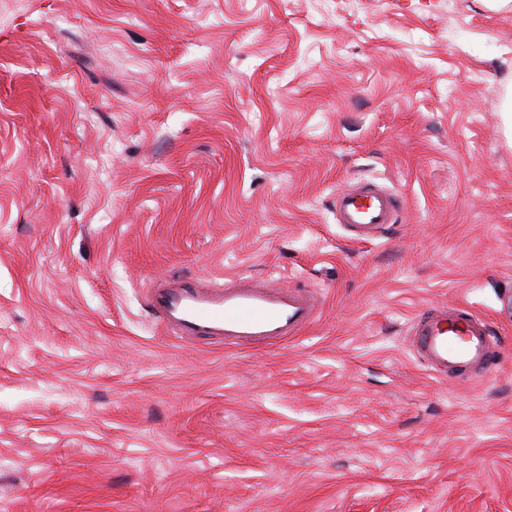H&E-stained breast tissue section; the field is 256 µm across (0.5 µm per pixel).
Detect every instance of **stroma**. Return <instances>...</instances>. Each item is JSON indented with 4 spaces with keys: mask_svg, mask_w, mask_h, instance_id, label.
Wrapping results in <instances>:
<instances>
[{
    "mask_svg": "<svg viewBox=\"0 0 512 512\" xmlns=\"http://www.w3.org/2000/svg\"><path fill=\"white\" fill-rule=\"evenodd\" d=\"M511 91L512 0H0V512H512ZM171 275L321 307L180 341ZM459 302L500 355L441 377ZM398 209V199L379 189L344 190L336 198L339 223L355 229L359 239H370L385 224L394 223ZM494 339L488 320L458 303L433 306L418 315L411 325L409 343L428 371L446 377L486 371L497 355Z\"/></svg>",
    "mask_w": 512,
    "mask_h": 512,
    "instance_id": "1",
    "label": "stroma"
}]
</instances>
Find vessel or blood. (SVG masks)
I'll use <instances>...</instances> for the list:
<instances>
[{
	"instance_id": "1",
	"label": "vessel or blood",
	"mask_w": 512,
	"mask_h": 512,
	"mask_svg": "<svg viewBox=\"0 0 512 512\" xmlns=\"http://www.w3.org/2000/svg\"><path fill=\"white\" fill-rule=\"evenodd\" d=\"M399 209L391 193L360 188L336 198L340 223L361 239L393 223ZM147 303L167 334L186 341L207 339L233 348L280 345L316 320L314 297L272 280L236 276L212 283L195 278H156ZM412 351L435 374L474 375L495 361L497 343L487 320L466 304L439 305L418 315L409 336Z\"/></svg>"
}]
</instances>
